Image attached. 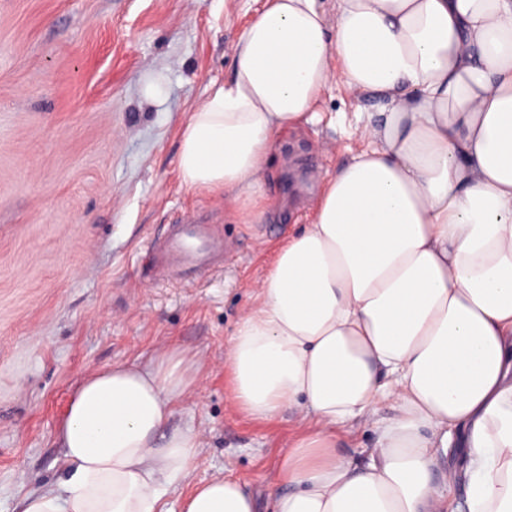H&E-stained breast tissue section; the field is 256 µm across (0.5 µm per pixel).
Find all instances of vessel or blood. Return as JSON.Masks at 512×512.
<instances>
[{"instance_id":"vessel-or-blood-1","label":"vessel or blood","mask_w":512,"mask_h":512,"mask_svg":"<svg viewBox=\"0 0 512 512\" xmlns=\"http://www.w3.org/2000/svg\"><path fill=\"white\" fill-rule=\"evenodd\" d=\"M157 266L169 276L199 272L224 260V237L213 225L187 218L169 225L166 235L152 243Z\"/></svg>"}]
</instances>
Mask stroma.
I'll list each match as a JSON object with an SVG mask.
<instances>
[{"label":"stroma","mask_w":512,"mask_h":512,"mask_svg":"<svg viewBox=\"0 0 512 512\" xmlns=\"http://www.w3.org/2000/svg\"><path fill=\"white\" fill-rule=\"evenodd\" d=\"M266 3L0 0V512L63 476L55 429L85 373L170 343L205 370L172 419L203 440L174 498L227 471L260 497L275 481L297 421L231 406L224 346L326 181L368 149L359 129L382 101L328 84L312 119L280 134L267 187L279 207L258 223L181 186L180 131ZM188 216L219 227L224 262L159 279L147 246Z\"/></svg>","instance_id":"35a3bbf8"}]
</instances>
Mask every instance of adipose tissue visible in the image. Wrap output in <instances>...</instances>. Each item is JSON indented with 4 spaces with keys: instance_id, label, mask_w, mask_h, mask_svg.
<instances>
[{
    "instance_id": "adipose-tissue-1",
    "label": "adipose tissue",
    "mask_w": 512,
    "mask_h": 512,
    "mask_svg": "<svg viewBox=\"0 0 512 512\" xmlns=\"http://www.w3.org/2000/svg\"><path fill=\"white\" fill-rule=\"evenodd\" d=\"M231 53L177 166L239 218L265 214L276 138L329 82L385 105L224 347L237 409L299 420L276 483L261 500L217 476L181 512H512V0H268ZM203 379L176 347L85 374L55 431L64 478L17 512H168L202 446L171 420ZM453 448L458 502L435 477Z\"/></svg>"
}]
</instances>
